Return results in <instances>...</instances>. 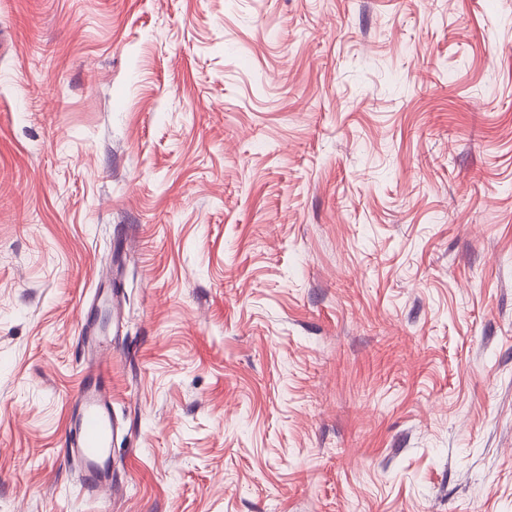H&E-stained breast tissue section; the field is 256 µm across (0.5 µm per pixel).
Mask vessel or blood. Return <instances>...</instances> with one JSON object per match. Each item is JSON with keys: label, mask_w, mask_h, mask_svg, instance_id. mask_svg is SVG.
Masks as SVG:
<instances>
[{"label": "vessel or blood", "mask_w": 512, "mask_h": 512, "mask_svg": "<svg viewBox=\"0 0 512 512\" xmlns=\"http://www.w3.org/2000/svg\"><path fill=\"white\" fill-rule=\"evenodd\" d=\"M91 352L84 376L71 396L76 415L69 431L68 456L80 463L88 486L108 490L112 487V438L118 428L106 382L111 340H92Z\"/></svg>", "instance_id": "b4317fda"}]
</instances>
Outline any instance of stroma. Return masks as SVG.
Masks as SVG:
<instances>
[{"instance_id": "obj_1", "label": "stroma", "mask_w": 512, "mask_h": 512, "mask_svg": "<svg viewBox=\"0 0 512 512\" xmlns=\"http://www.w3.org/2000/svg\"><path fill=\"white\" fill-rule=\"evenodd\" d=\"M0 512H512V0H0ZM90 347L91 361L85 363V375L71 395L77 412L68 435V457L80 463L88 486L112 490V438L118 428L106 382L112 340L98 337Z\"/></svg>"}]
</instances>
